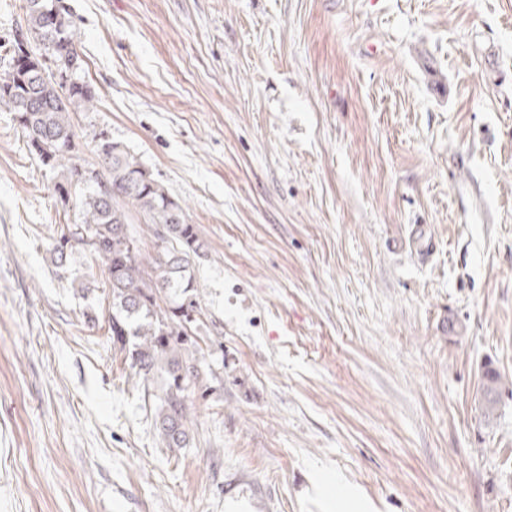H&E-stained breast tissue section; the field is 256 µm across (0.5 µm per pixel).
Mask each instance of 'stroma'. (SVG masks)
<instances>
[{"instance_id": "1", "label": "stroma", "mask_w": 512, "mask_h": 512, "mask_svg": "<svg viewBox=\"0 0 512 512\" xmlns=\"http://www.w3.org/2000/svg\"><path fill=\"white\" fill-rule=\"evenodd\" d=\"M65 3L80 158L125 145L207 244L200 385L165 447L1 111L0 512H512V0ZM502 378L491 363L485 365L481 380V415L487 422L497 418L502 392Z\"/></svg>"}]
</instances>
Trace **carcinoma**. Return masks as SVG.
I'll list each match as a JSON object with an SVG mask.
<instances>
[{"instance_id":"carcinoma-1","label":"carcinoma","mask_w":512,"mask_h":512,"mask_svg":"<svg viewBox=\"0 0 512 512\" xmlns=\"http://www.w3.org/2000/svg\"><path fill=\"white\" fill-rule=\"evenodd\" d=\"M24 10V30L0 46L10 50L0 59V108L14 113L27 146L56 173L60 197L76 196L81 223L66 225L54 250L62 254L75 242L100 263L112 296V343L127 351L143 387L163 378L156 426L165 447L185 448L199 359L183 323L198 312L192 263L206 243L182 205L121 143L102 139L95 148L101 163L80 162L73 115L97 105L88 84L64 76L67 62H80L71 13L60 0H24ZM34 41L51 48L49 61L27 56ZM136 216L154 225L152 255L142 254L128 230ZM502 386L499 372L485 365L480 410L487 422L497 418Z\"/></svg>"}]
</instances>
